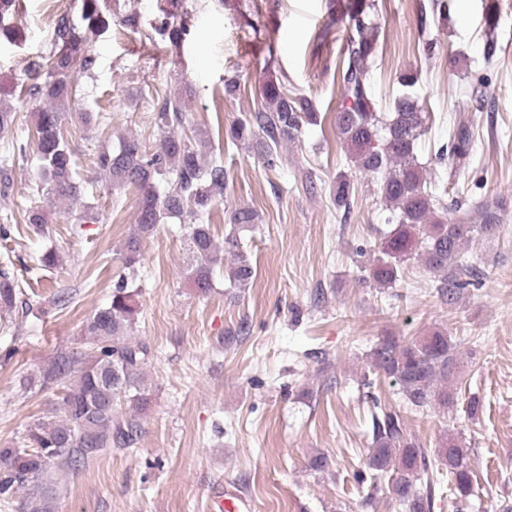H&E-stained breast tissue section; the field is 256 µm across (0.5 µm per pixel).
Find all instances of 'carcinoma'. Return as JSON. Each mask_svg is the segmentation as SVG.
<instances>
[{
  "mask_svg": "<svg viewBox=\"0 0 512 512\" xmlns=\"http://www.w3.org/2000/svg\"><path fill=\"white\" fill-rule=\"evenodd\" d=\"M84 3V30L71 24L67 15L57 21L62 40L56 56L34 60L29 69L45 76L31 85L27 95L44 98L48 105L35 115L37 152L43 184L31 191L34 200L24 209L23 221L36 233H45L50 212L41 197H72L78 186L74 179L73 153L65 134V104L72 102L77 84L72 71L87 73L94 58L87 46L99 33L103 20L93 3ZM375 0H345L340 20L346 36L336 82L343 107L334 115L335 133L346 145L351 161L359 170L375 175L389 221L396 227L384 238L380 256L369 268V279L379 288H393L403 280L407 261L419 258L429 271L439 275L438 292L453 304L464 290L475 286L480 271L462 258L474 233L490 236L498 229L486 203L468 212L445 200L448 186L432 180L427 167L418 161L419 139L427 132V115L413 88L418 72L399 77L401 93L390 111L379 112L373 103L370 72L378 54L379 30L372 21ZM490 37L484 61L495 56L497 11L485 16ZM154 34L173 43L188 34L184 20L167 13L153 27ZM467 94L479 111L493 99L488 79L482 77L468 86ZM154 124L162 134L158 148L148 153L134 137H124L116 151H103L97 168L114 188H133L138 193L136 224L123 245V264L136 272L141 242L161 224L179 221L187 236L192 260L185 278L199 294L213 286L216 270L229 257L228 279L237 288L250 284L254 267L240 251L237 231L255 223L248 206L234 209L224 246L215 244L210 216L224 200L228 174L224 161L207 157L211 141L190 126L185 99L166 96L157 103ZM317 124L319 113L310 99L288 92L273 79L262 85L260 106L248 118L233 125L229 138L261 148L267 166L276 165L277 148L295 137L303 123ZM474 128L459 124L448 132L435 162L446 165L460 177L462 162L471 152ZM352 190L342 174L332 186V200L344 212L350 210ZM142 286L131 287L123 275L112 286L110 302L98 308L82 325L81 333L69 345L58 349L34 377H24V391L61 388L60 414L40 417L30 423L18 440L0 446V502L18 501L19 512H47V500L66 489L64 464L80 470L100 456L116 449L130 450L143 434V416L154 398L147 367L155 354L152 347L132 339L140 311ZM0 312L8 316L4 329L15 320L44 313L40 302L27 294L11 271L0 265ZM459 342L448 332L434 330L424 336H386L369 353L372 372L392 380L406 407L421 411L429 406L453 410L459 390L453 382ZM372 435L364 481L377 485L387 480L386 491L405 512H426L437 491L448 489L453 500L465 502L474 495V472L468 449L454 438H444L434 456L407 434L402 415L382 408L371 415Z\"/></svg>",
  "mask_w": 512,
  "mask_h": 512,
  "instance_id": "1",
  "label": "carcinoma"
}]
</instances>
